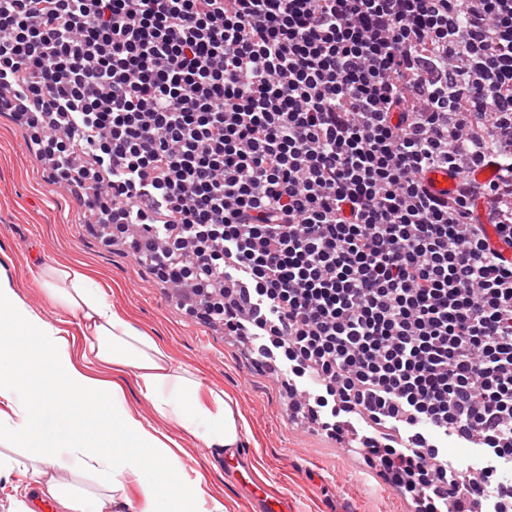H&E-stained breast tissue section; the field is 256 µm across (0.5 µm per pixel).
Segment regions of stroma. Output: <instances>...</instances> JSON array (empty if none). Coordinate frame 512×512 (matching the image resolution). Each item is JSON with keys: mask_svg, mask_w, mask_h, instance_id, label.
<instances>
[{"mask_svg": "<svg viewBox=\"0 0 512 512\" xmlns=\"http://www.w3.org/2000/svg\"><path fill=\"white\" fill-rule=\"evenodd\" d=\"M100 230L75 197L53 183L11 115L0 112V267L31 308L67 330L74 351L87 344L80 317L49 299L44 266L95 272L114 307L162 344L174 366L190 370L205 387L234 395L246 422L240 449L294 512H410L405 496L376 488L362 461L320 429L290 422L287 385L256 370L249 352L222 325L187 313L147 266L124 248L105 245ZM123 385L129 407L181 445V469L202 476L224 512H256L251 498L225 478L219 453L160 419L133 375H125Z\"/></svg>", "mask_w": 512, "mask_h": 512, "instance_id": "1", "label": "stroma"}]
</instances>
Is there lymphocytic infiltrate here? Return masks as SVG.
Returning <instances> with one entry per match:
<instances>
[{
    "label": "lymphocytic infiltrate",
    "mask_w": 512,
    "mask_h": 512,
    "mask_svg": "<svg viewBox=\"0 0 512 512\" xmlns=\"http://www.w3.org/2000/svg\"><path fill=\"white\" fill-rule=\"evenodd\" d=\"M2 89L113 239L264 337L327 434L364 422L413 512H507L512 0H0Z\"/></svg>",
    "instance_id": "obj_1"
}]
</instances>
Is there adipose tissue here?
Returning <instances> with one entry per match:
<instances>
[{"mask_svg":"<svg viewBox=\"0 0 512 512\" xmlns=\"http://www.w3.org/2000/svg\"><path fill=\"white\" fill-rule=\"evenodd\" d=\"M42 275L52 301L81 313L91 341L82 361H75L62 329L28 307L0 273V446L25 451L21 460L0 455V476L30 472L57 512H102L105 504L125 498L132 481L141 494L137 512H224L201 479L180 469L177 442L128 407L119 377L133 373L165 422L228 452L237 448L244 423L235 399L223 391L202 393L195 376L173 367L164 347L114 309L89 274L49 266ZM26 335L49 347L47 360L21 344ZM92 363L112 367L117 379L93 376ZM44 380L45 394L37 390ZM54 434L65 439L74 474L97 482V491L47 478L57 462ZM151 472L166 482V499L155 495Z\"/></svg>","mask_w":512,"mask_h":512,"instance_id":"adipose-tissue-1","label":"adipose tissue"}]
</instances>
